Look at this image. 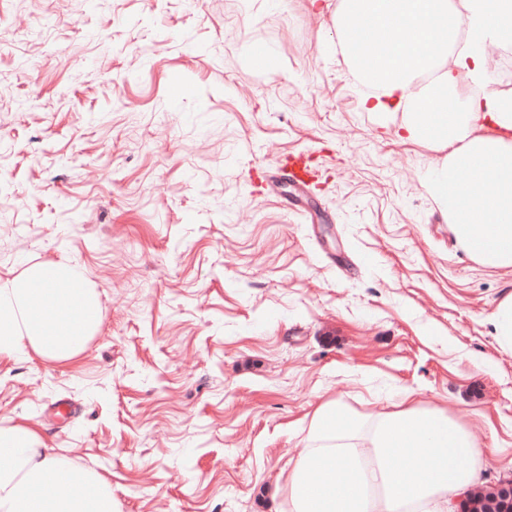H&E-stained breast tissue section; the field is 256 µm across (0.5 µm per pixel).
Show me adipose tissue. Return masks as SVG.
<instances>
[{"instance_id": "ef3b65f1", "label": "adipose tissue", "mask_w": 512, "mask_h": 512, "mask_svg": "<svg viewBox=\"0 0 512 512\" xmlns=\"http://www.w3.org/2000/svg\"><path fill=\"white\" fill-rule=\"evenodd\" d=\"M512 0H336L333 26L358 69L378 86L367 111L401 112L410 142L444 151L426 187L448 230L483 265L512 269V105L496 92H462L458 71L480 79L478 46L502 40ZM472 48L449 58L459 30ZM434 73L427 85L418 74ZM97 297L71 266L30 267L0 289V357L34 351L45 361L74 358L97 326ZM483 453L444 409H397L377 399L367 416L340 402L319 405L306 445L280 473L278 512H455L479 483ZM0 512H113L112 486L77 469L35 431L0 421Z\"/></svg>"}]
</instances>
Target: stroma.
Wrapping results in <instances>:
<instances>
[{"label":"stroma","instance_id":"1","mask_svg":"<svg viewBox=\"0 0 512 512\" xmlns=\"http://www.w3.org/2000/svg\"><path fill=\"white\" fill-rule=\"evenodd\" d=\"M336 0H0V289L76 267L99 327L0 358V421L112 485L116 512H274L314 410L407 391L512 474V272L425 187L443 154L365 111ZM512 41L486 57L478 96ZM306 153L311 195L282 183ZM59 402L75 405L56 418ZM493 318L496 342L502 348L512 350V293L499 302Z\"/></svg>","mask_w":512,"mask_h":512}]
</instances>
